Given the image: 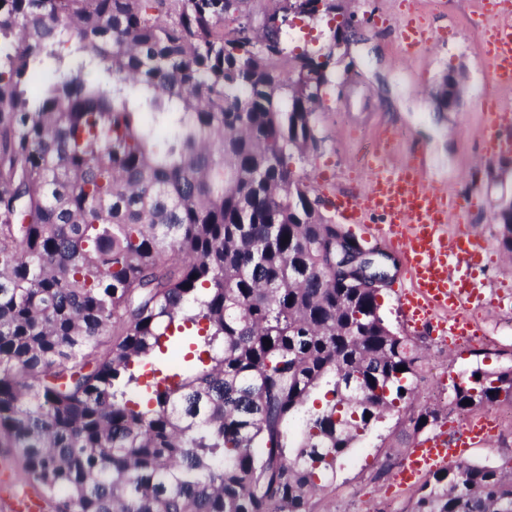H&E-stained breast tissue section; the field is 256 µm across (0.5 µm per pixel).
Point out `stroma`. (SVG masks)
I'll return each instance as SVG.
<instances>
[{
  "instance_id": "35a3bbf8",
  "label": "stroma",
  "mask_w": 512,
  "mask_h": 512,
  "mask_svg": "<svg viewBox=\"0 0 512 512\" xmlns=\"http://www.w3.org/2000/svg\"><path fill=\"white\" fill-rule=\"evenodd\" d=\"M344 15L355 17L357 29L343 56L332 66L334 78L323 92L317 114L320 145L306 155H292L288 166L316 191H342L365 185L370 173L364 159L370 139L390 132L404 146L416 148L424 179L451 193H472L480 203L466 210L467 231L495 244V208L512 201V128L505 130L497 155L483 152L481 141L486 102L491 92L487 67L479 48L480 34L466 19L477 13V0H435L423 20L433 31L431 41L415 54L402 52L395 22L409 16L410 0H340ZM388 18L375 25L372 14ZM461 76L457 105L439 110L434 94L444 75ZM389 284L379 292L380 311L387 323L409 337L423 356L422 379L400 412L387 414L356 442L339 462L333 480L313 495L310 512H378L392 498L394 512H409L416 487L398 489L393 480L417 441L405 428L410 413L430 407L439 413L427 434L451 431L457 421L446 393L451 380L474 367L493 370L512 365V303L474 312L484 336L499 345L490 349L481 338L466 348L435 342L425 331L407 327L398 311L393 282L404 279L399 253L388 262ZM469 464L512 469V428L495 430L487 446L470 449Z\"/></svg>"
}]
</instances>
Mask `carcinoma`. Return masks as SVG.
Segmentation results:
<instances>
[{
  "label": "carcinoma",
  "mask_w": 512,
  "mask_h": 512,
  "mask_svg": "<svg viewBox=\"0 0 512 512\" xmlns=\"http://www.w3.org/2000/svg\"><path fill=\"white\" fill-rule=\"evenodd\" d=\"M283 2L257 34L224 26L233 0H0V445L55 512H310L414 392L418 349L333 271L288 167L322 104L291 79L322 89L349 35L290 56L288 11L338 6ZM492 221L512 254V204ZM494 375L449 404L512 402ZM410 512H512V472L451 465Z\"/></svg>",
  "instance_id": "1"
}]
</instances>
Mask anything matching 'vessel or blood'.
Wrapping results in <instances>:
<instances>
[{
	"label": "vessel or blood",
	"instance_id": "1",
	"mask_svg": "<svg viewBox=\"0 0 512 512\" xmlns=\"http://www.w3.org/2000/svg\"><path fill=\"white\" fill-rule=\"evenodd\" d=\"M498 22L492 47L485 52L494 89H512V0H496ZM398 35L406 53L417 52L430 40L419 18L405 17ZM512 127V113L490 108L482 141L487 154L502 146L501 134ZM398 145L383 133L367 159L371 177L363 191L338 197L339 219L359 228L369 241L387 240L401 249L408 282L398 293V306L414 329L428 330L439 342L475 335V324L466 319L470 310L499 307L500 293L482 283L481 274L498 267L502 259L487 244L464 230H453L462 205L475 206L428 183L414 163L395 165L391 158ZM490 439L483 420H468L451 434L418 440L398 473L399 485H407L424 473L463 459L469 448Z\"/></svg>",
	"mask_w": 512,
	"mask_h": 512
}]
</instances>
